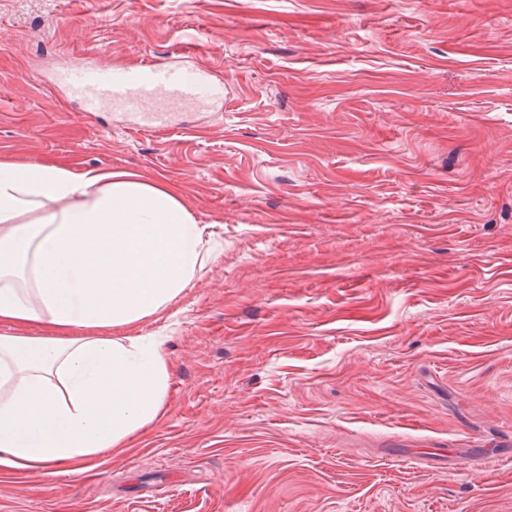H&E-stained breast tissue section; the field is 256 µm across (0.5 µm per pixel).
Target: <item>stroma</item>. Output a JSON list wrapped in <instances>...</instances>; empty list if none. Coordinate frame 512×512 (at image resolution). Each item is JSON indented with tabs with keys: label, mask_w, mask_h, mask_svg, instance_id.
<instances>
[{
	"label": "stroma",
	"mask_w": 512,
	"mask_h": 512,
	"mask_svg": "<svg viewBox=\"0 0 512 512\" xmlns=\"http://www.w3.org/2000/svg\"><path fill=\"white\" fill-rule=\"evenodd\" d=\"M207 69L164 132L64 58ZM0 155L174 186L217 249L165 412L0 512H512V0H0Z\"/></svg>",
	"instance_id": "stroma-1"
}]
</instances>
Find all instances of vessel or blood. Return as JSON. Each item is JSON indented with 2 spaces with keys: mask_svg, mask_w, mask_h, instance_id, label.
<instances>
[{
  "mask_svg": "<svg viewBox=\"0 0 512 512\" xmlns=\"http://www.w3.org/2000/svg\"><path fill=\"white\" fill-rule=\"evenodd\" d=\"M58 80L82 101L85 112H120L135 127L150 131L166 129L175 110L204 108L215 92L201 70L172 63L115 67L87 57H68Z\"/></svg>",
  "mask_w": 512,
  "mask_h": 512,
  "instance_id": "b4317fda",
  "label": "vessel or blood"
}]
</instances>
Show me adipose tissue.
<instances>
[{
    "label": "adipose tissue",
    "mask_w": 512,
    "mask_h": 512,
    "mask_svg": "<svg viewBox=\"0 0 512 512\" xmlns=\"http://www.w3.org/2000/svg\"><path fill=\"white\" fill-rule=\"evenodd\" d=\"M168 183L0 157V472H84L163 414L156 336L122 330L176 300L211 258Z\"/></svg>",
    "instance_id": "1"
}]
</instances>
